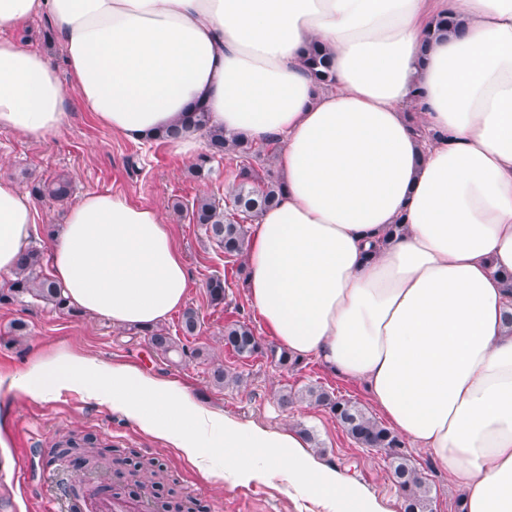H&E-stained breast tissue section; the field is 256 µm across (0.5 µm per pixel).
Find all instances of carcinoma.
Returning a JSON list of instances; mask_svg holds the SVG:
<instances>
[{
    "label": "carcinoma",
    "mask_w": 512,
    "mask_h": 512,
    "mask_svg": "<svg viewBox=\"0 0 512 512\" xmlns=\"http://www.w3.org/2000/svg\"><path fill=\"white\" fill-rule=\"evenodd\" d=\"M460 26L461 22L453 17H439L434 21L433 29L429 30L428 37L455 31ZM304 66L316 84L324 88L335 84L331 57L322 47L312 45L304 59ZM191 128L203 132L205 138V151L192 165V174L196 178H209L213 173V163L219 160L232 156L239 159L238 182L228 191L224 202L220 203L207 196L199 197L192 205L191 215L194 223L202 226L207 237L223 250L224 256L240 257L248 246L247 221L257 220L264 211L279 202L282 181L274 176L270 168V153L241 136L227 134L223 129L213 126L209 113L202 109L191 113L188 122L168 129L161 135V139L174 141ZM30 192L37 199L48 197L54 201H63L70 195L71 181L60 177L50 183L37 182L31 186ZM207 291L213 305L223 304L224 278L218 275L211 277L207 282ZM25 297L59 310L68 308L61 288L43 274L41 250L37 247L30 248L19 258L13 279L7 286L0 288V305H11ZM199 326L198 313L192 308L186 309L181 321L183 335H196ZM144 335L148 336L155 352L164 357L177 352L182 356L188 354L179 350L176 340L163 328L157 326L146 329ZM224 346L241 358H251L258 354L266 356L279 367L295 369L302 364V360L291 356L287 350L263 344L253 328L244 321L224 325ZM188 355L199 357L201 351L195 350ZM211 378L216 385L222 387L237 386L242 382V375L225 370L224 365L219 363L213 365ZM303 399L328 409L359 447L382 451L391 458V468L403 496L404 512H431L430 489L410 464V459L403 451L404 443L396 433L357 403L338 397L320 386H309L300 393L283 391L278 402L280 406L288 408ZM65 452L80 458L86 472L108 469L105 454L95 447V441L90 436L71 439Z\"/></svg>",
    "instance_id": "cac0c4a2"
}]
</instances>
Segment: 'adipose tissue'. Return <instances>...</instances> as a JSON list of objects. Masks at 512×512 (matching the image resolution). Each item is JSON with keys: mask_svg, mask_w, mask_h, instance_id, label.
<instances>
[{"mask_svg": "<svg viewBox=\"0 0 512 512\" xmlns=\"http://www.w3.org/2000/svg\"><path fill=\"white\" fill-rule=\"evenodd\" d=\"M446 12L462 29L427 40ZM41 16L66 72L11 37ZM315 44L332 55L326 89L303 64ZM197 103L226 133L283 145L284 192L245 261L271 336L363 383L466 512H512V0H0V130L42 140L80 110L152 140ZM36 223L34 197L0 177L1 278ZM44 262L72 306L119 327L162 323L192 287L173 226L118 193L72 203ZM9 386L77 392L203 469L220 457L331 512H383L300 433L245 426L167 377L59 351Z\"/></svg>", "mask_w": 512, "mask_h": 512, "instance_id": "obj_1", "label": "adipose tissue"}]
</instances>
